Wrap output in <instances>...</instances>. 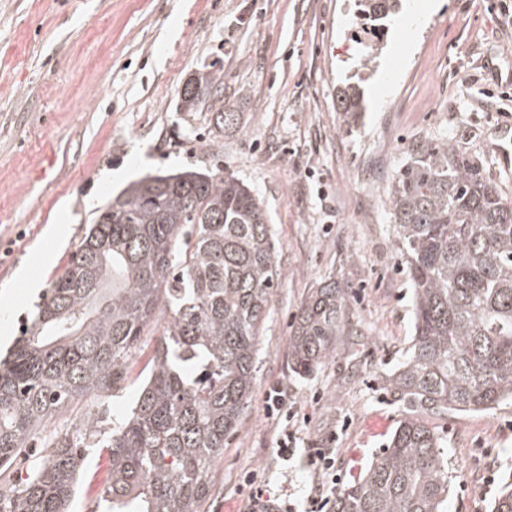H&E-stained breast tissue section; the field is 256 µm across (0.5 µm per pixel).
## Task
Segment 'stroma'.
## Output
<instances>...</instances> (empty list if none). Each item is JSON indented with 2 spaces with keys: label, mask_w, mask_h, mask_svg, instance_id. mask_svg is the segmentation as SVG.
<instances>
[{
  "label": "stroma",
  "mask_w": 512,
  "mask_h": 512,
  "mask_svg": "<svg viewBox=\"0 0 512 512\" xmlns=\"http://www.w3.org/2000/svg\"><path fill=\"white\" fill-rule=\"evenodd\" d=\"M355 0H0V350L9 351L42 289L63 273L98 207L149 174L230 173L263 202L281 281L258 343L251 401L224 441L201 512H238L245 471L263 469L304 512L310 448H336L344 486L407 410L385 378L412 334V290L386 204L413 145L455 139L512 200V0H430L414 29L387 21L377 57L354 32ZM224 73L199 112L177 109L203 67ZM364 92L356 121L338 112L346 84ZM236 122L213 137L216 107ZM64 225L63 237L53 230ZM352 289L353 335L314 373L292 367L289 336L324 278ZM166 318L150 326L132 381L108 399L131 405ZM281 386L296 451L264 393ZM448 442V512H490L512 474V401L487 413L430 417Z\"/></svg>",
  "instance_id": "35a3bbf8"
}]
</instances>
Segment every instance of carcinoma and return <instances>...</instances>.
<instances>
[{"instance_id": "cac0c4a2", "label": "carcinoma", "mask_w": 512, "mask_h": 512, "mask_svg": "<svg viewBox=\"0 0 512 512\" xmlns=\"http://www.w3.org/2000/svg\"><path fill=\"white\" fill-rule=\"evenodd\" d=\"M377 24L398 0H356ZM203 71L179 94L184 112L223 84ZM339 108L366 111L357 85ZM387 206L413 288V336L389 376L413 413L336 493L333 512H447L448 444L422 413L488 412L512 400V204L457 142H424L390 186ZM262 204L233 175L185 170L130 183L96 217L64 272L0 360V512H68L85 449L108 454L109 512H201L224 439L253 390L257 344L278 283ZM351 288L325 280L301 305L291 361L315 372L348 324ZM170 318L131 410L106 409L44 443L22 481L9 471L40 428L86 399L129 385L145 329Z\"/></svg>"}]
</instances>
